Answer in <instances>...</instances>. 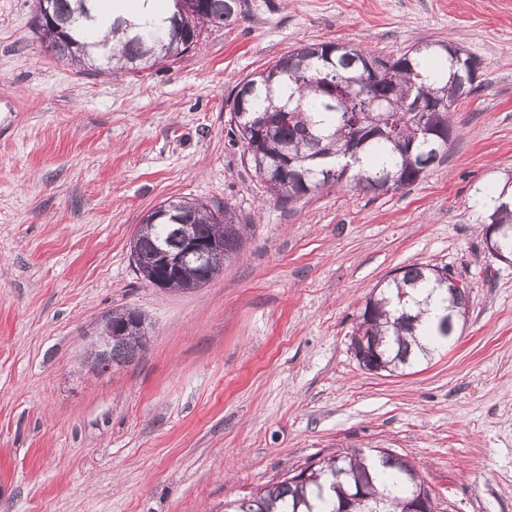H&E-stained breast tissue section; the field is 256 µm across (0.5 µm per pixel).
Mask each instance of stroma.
I'll use <instances>...</instances> for the list:
<instances>
[{
	"label": "stroma",
	"instance_id": "1",
	"mask_svg": "<svg viewBox=\"0 0 512 512\" xmlns=\"http://www.w3.org/2000/svg\"><path fill=\"white\" fill-rule=\"evenodd\" d=\"M0 0V512H223L310 460L389 448L445 512H512V266L484 243L512 178V0H245L163 65L76 69ZM307 42L481 63L446 157L416 183L289 205L227 135L240 81ZM228 204L237 256L197 290L151 286L130 242L165 200ZM412 264L466 282L457 339L388 375L350 337ZM146 315L130 365L82 363L104 322Z\"/></svg>",
	"mask_w": 512,
	"mask_h": 512
}]
</instances>
